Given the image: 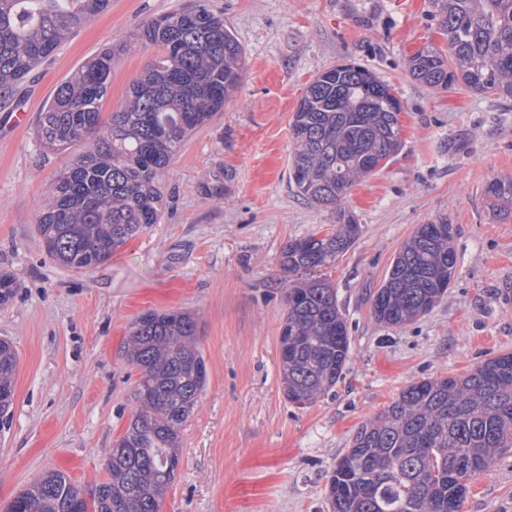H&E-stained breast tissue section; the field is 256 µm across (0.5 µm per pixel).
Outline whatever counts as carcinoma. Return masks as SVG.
I'll use <instances>...</instances> for the list:
<instances>
[{"label":"carcinoma","mask_w":512,"mask_h":512,"mask_svg":"<svg viewBox=\"0 0 512 512\" xmlns=\"http://www.w3.org/2000/svg\"><path fill=\"white\" fill-rule=\"evenodd\" d=\"M443 44L408 59L411 77L430 88L453 86L512 100V0H435ZM109 0H0V99L71 30ZM135 43L158 53L134 80L125 105L108 117L102 102L112 72L106 49L61 82L37 125L50 151L85 149L56 176L38 211L37 234L58 264L80 271L107 260L160 222V179L185 135L201 126L241 83L244 48L205 0L152 18ZM401 100L374 72L336 65L306 85L291 121L289 183L336 225L288 241L280 266L288 307L280 363L288 402L304 407L340 381L350 357L347 320L331 270L355 244L359 224L342 209L350 189L389 164L404 139ZM492 209L512 206V178L484 188ZM454 227L439 217L420 224L394 257L371 301L374 319L401 327L430 312L455 273ZM187 312L147 311L132 323L122 356L137 372L136 408L113 442L97 512H160L179 465L180 426L207 383ZM17 355L0 339V424L14 399ZM512 449V352L460 377L406 386L353 434L328 478L331 512H461L471 479ZM81 491L60 472L35 479L12 501L17 512H86Z\"/></svg>","instance_id":"carcinoma-1"}]
</instances>
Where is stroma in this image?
Segmentation results:
<instances>
[{"instance_id": "35a3bbf8", "label": "stroma", "mask_w": 512, "mask_h": 512, "mask_svg": "<svg viewBox=\"0 0 512 512\" xmlns=\"http://www.w3.org/2000/svg\"><path fill=\"white\" fill-rule=\"evenodd\" d=\"M192 2L111 0L0 100V117L22 109L38 118L55 88L108 47L102 110H116L156 54L130 36ZM207 3L245 48L240 87L176 154L161 222L96 269L57 264L35 230L71 154L45 150L30 126L0 132V273L14 289L0 306V338L19 356L11 419L0 429V512L61 455L104 478L134 408L121 351L147 310L197 318L208 372L161 512H329L327 479L363 422L412 382L512 352V211L490 210L484 196L490 180L512 176V101L410 77L409 56L439 38L433 0ZM345 62L395 90L405 143L349 193L360 235L332 281L350 358L332 392L299 408L283 392L287 306L273 284L283 246L336 218L288 182L290 123L306 84ZM441 215L457 255L444 300L407 326L376 323L370 292L417 225ZM462 512H512V451L471 481Z\"/></svg>"}]
</instances>
